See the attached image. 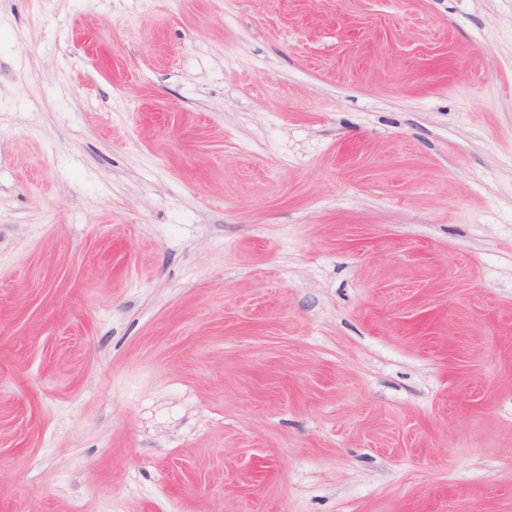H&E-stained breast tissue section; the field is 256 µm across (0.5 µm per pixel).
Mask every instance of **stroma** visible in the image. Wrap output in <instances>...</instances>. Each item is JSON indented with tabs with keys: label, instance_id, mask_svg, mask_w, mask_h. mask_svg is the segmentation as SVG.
Masks as SVG:
<instances>
[{
	"label": "stroma",
	"instance_id": "stroma-1",
	"mask_svg": "<svg viewBox=\"0 0 512 512\" xmlns=\"http://www.w3.org/2000/svg\"><path fill=\"white\" fill-rule=\"evenodd\" d=\"M0 512H512V0H0Z\"/></svg>",
	"mask_w": 512,
	"mask_h": 512
}]
</instances>
